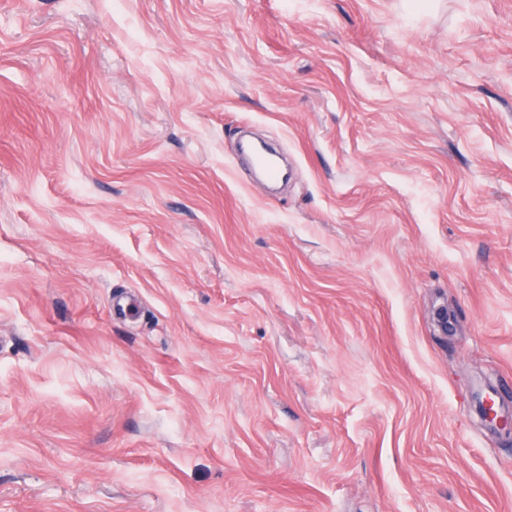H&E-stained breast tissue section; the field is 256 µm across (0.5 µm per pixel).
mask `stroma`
Segmentation results:
<instances>
[{
    "label": "stroma",
    "mask_w": 512,
    "mask_h": 512,
    "mask_svg": "<svg viewBox=\"0 0 512 512\" xmlns=\"http://www.w3.org/2000/svg\"><path fill=\"white\" fill-rule=\"evenodd\" d=\"M112 2L0 0V512H512V0Z\"/></svg>",
    "instance_id": "1"
}]
</instances>
